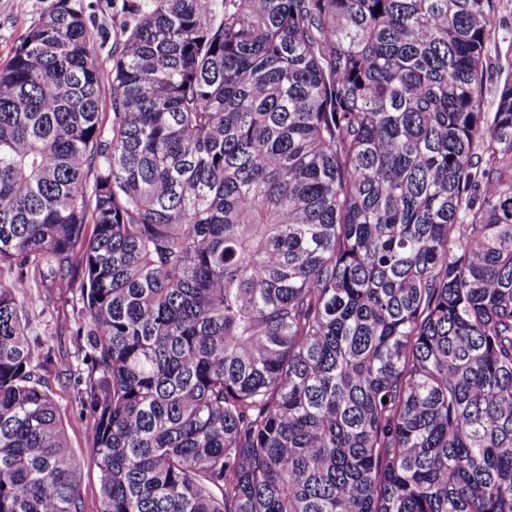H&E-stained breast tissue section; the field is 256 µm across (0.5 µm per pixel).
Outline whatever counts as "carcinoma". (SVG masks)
Instances as JSON below:
<instances>
[{"mask_svg":"<svg viewBox=\"0 0 512 512\" xmlns=\"http://www.w3.org/2000/svg\"><path fill=\"white\" fill-rule=\"evenodd\" d=\"M222 8L131 3L107 96L70 0L0 68V512H512L493 0ZM73 286L82 460L24 310ZM80 489L85 512H97L99 508V478L95 469L86 466L82 468Z\"/></svg>","mask_w":512,"mask_h":512,"instance_id":"cac0c4a2","label":"carcinoma"}]
</instances>
